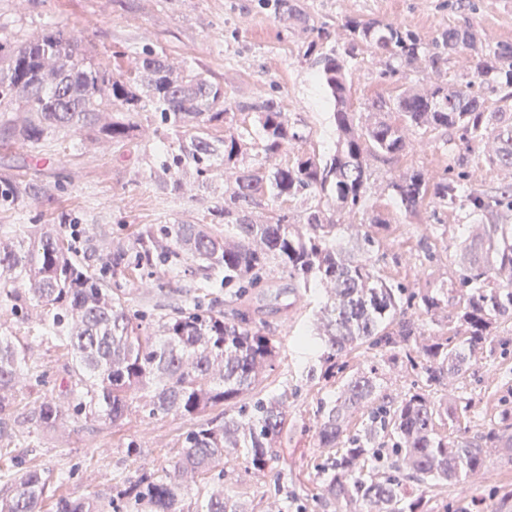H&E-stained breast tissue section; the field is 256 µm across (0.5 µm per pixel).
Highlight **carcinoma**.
<instances>
[{
  "label": "carcinoma",
  "instance_id": "obj_1",
  "mask_svg": "<svg viewBox=\"0 0 512 512\" xmlns=\"http://www.w3.org/2000/svg\"><path fill=\"white\" fill-rule=\"evenodd\" d=\"M356 40L388 55L396 66L425 59L439 69L443 55L469 50L476 57L477 81L450 91L437 84L429 92L404 91L390 105L372 102L366 120L351 111L352 85L347 57L331 48L316 58L318 78L335 105L339 133L327 159L302 154L285 164L275 162L288 145L302 138L288 113L272 99L239 106L254 114L253 129L233 126L224 108V87L200 72L174 73L163 54L143 52L134 76L116 75L92 62L81 35L61 30L13 42L0 40V149L36 144L67 129L91 141L127 147L148 112L162 132L175 140L165 145L164 159L151 172L156 186L181 189L191 170L198 186L210 190L219 168L237 169L234 187L210 224H162L141 230L129 252L117 254L112 267L137 278H153L160 266L186 262L206 279L244 296L268 285L271 269L289 280L288 288L324 287L320 308L321 361L326 370L345 372V357L365 347L395 360L405 359L427 387L448 388V378L465 373L484 350L492 353V328L512 319V228L477 224L460 243L462 273L455 282L459 301L448 312V299L430 288L410 287L380 276L374 260L377 239L372 228L386 225L382 214L366 216L353 246H342L340 225L327 217L322 199L336 198V208L363 206L369 160L404 151L411 129H453L464 148L492 138L489 163L512 168V44L477 43L468 26L448 27L432 44L393 23L353 22ZM501 94L504 105L485 106V92ZM221 125L224 135L211 130ZM251 149L269 166L239 168ZM461 170L433 185L408 170L390 183L396 201L416 211L426 199L449 208L465 207L480 216L495 207L512 210V185L496 195L468 188ZM48 197L47 185L25 173H0V209L11 210ZM304 197L312 202L303 223H288L279 203ZM270 216L254 222L249 209L261 202ZM80 217L67 214L60 224H45L35 235L0 240V301L11 304L17 321L36 310L45 333L69 356L67 409L44 401L30 415L15 413L16 390L29 360L27 346L0 336V443L8 448L26 422L43 430L64 418L116 423L132 404L148 418L179 415L193 421L184 436L174 471L163 470L129 481L112 496V512H189L185 482L213 483L198 512H249L243 502L224 494V460L245 448L251 468L263 473L273 460L286 421L288 395L257 397L224 410V417L204 420L209 409L252 393L279 354L264 326L240 309L215 312L197 307L157 318L152 327L135 323L105 271L78 259L63 231ZM233 230L224 234L217 225ZM425 316L453 332L425 338L414 315ZM365 410L368 423L350 434L353 413ZM315 430L321 448L336 454L321 466L322 499L343 504L349 512H431L420 493L408 488L458 482L477 474L494 449L512 452V409L499 412L501 425L474 435L450 437L442 422L457 419L458 406L434 399L423 389L392 394L381 390L375 369L351 374L340 396L321 403ZM371 457L385 461L364 472ZM51 477L26 468L0 492V512H39L48 498ZM55 512H104L93 499L60 498Z\"/></svg>",
  "mask_w": 512,
  "mask_h": 512
}]
</instances>
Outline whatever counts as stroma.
<instances>
[{
  "mask_svg": "<svg viewBox=\"0 0 512 512\" xmlns=\"http://www.w3.org/2000/svg\"><path fill=\"white\" fill-rule=\"evenodd\" d=\"M354 21L394 23L426 43L448 27L467 23L482 38L512 43V0H0V37L24 39L47 29L79 32L92 47L94 63L127 75L135 72L143 49L150 48L165 54L174 69L207 73L223 86L229 108L260 98L280 101L303 135L290 147L293 155L326 156L335 149L333 106L314 65L322 51L353 48L348 59L351 108L362 113L379 97L391 100L408 88L453 86L474 76L473 60L466 51L437 72L420 62L385 75L383 57L365 44H352ZM160 148L153 124L145 120L135 142L123 151L69 134L0 151V171L20 170L38 177L50 194L49 199L15 211L1 210L0 236L11 237L19 230L32 233L41 225L57 223L62 214L75 212L82 224L74 247L79 256L99 267L111 262L116 247L128 245L139 227L209 223L216 196L232 184L234 172H223L209 193L198 188L193 174H186L180 191L170 195L150 181V162ZM492 148V141L486 139L474 143L470 151H461L457 136L449 130L409 133L402 154L371 160L363 210L341 214L338 220L359 224L365 212L379 211L386 220L376 230L380 275L417 288L452 289L460 242L470 233L475 216L466 209L429 202L407 212L397 204L389 184L409 169L434 183L462 162L472 174V188L495 191L512 184V169L487 162ZM425 242L436 253L433 261L423 258ZM116 281L130 312L149 321L199 302L218 310L236 303L233 289L195 277L184 264L165 270L151 285L126 275ZM323 295L318 286L295 293L272 287L246 302L250 309L270 307L268 327L279 346L260 393L292 392L287 425L269 469L254 473L242 453L226 466L225 493L247 503L252 512H324L318 465L327 451L315 438L317 410L321 402L340 395L344 380L321 374L316 323ZM12 335L23 337L31 349L17 411L30 413L50 399L66 404L63 386L68 375L56 341L42 334L37 319L18 326L1 302L0 336ZM494 339L495 353L477 355L468 372L450 382L447 390L433 393L438 400L462 398L470 403L460 421L445 425L448 435L486 431L496 425L502 405L512 406V321L498 324ZM348 361L350 371H375L378 383L389 392L407 391L414 381L404 363L387 362L373 350L358 349ZM191 426L190 420L174 415L150 419L135 413L116 424L67 419L50 431L25 430L13 446L21 452L24 466L51 473L56 495L106 503L124 478L173 468ZM130 438L139 446L132 456L124 448ZM510 487L512 455L495 451L477 475L437 485L426 496L434 512H456L466 502L477 504L480 512H512V499L502 497Z\"/></svg>",
  "mask_w": 512,
  "mask_h": 512,
  "instance_id": "35a3bbf8",
  "label": "stroma"
}]
</instances>
